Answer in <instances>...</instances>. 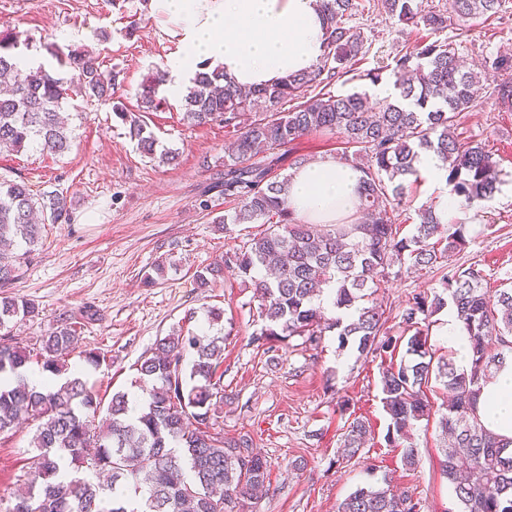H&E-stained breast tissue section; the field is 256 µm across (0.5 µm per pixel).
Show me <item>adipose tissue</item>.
<instances>
[{
	"instance_id": "adipose-tissue-1",
	"label": "adipose tissue",
	"mask_w": 512,
	"mask_h": 512,
	"mask_svg": "<svg viewBox=\"0 0 512 512\" xmlns=\"http://www.w3.org/2000/svg\"><path fill=\"white\" fill-rule=\"evenodd\" d=\"M178 40L168 87L185 92L196 72L223 69L236 85L271 86L311 70L323 53L325 27L318 0H156ZM360 173L333 160L309 163L293 175V217L332 224L358 204ZM482 424L512 439V365L478 398Z\"/></svg>"
}]
</instances>
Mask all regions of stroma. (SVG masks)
I'll list each match as a JSON object with an SVG mask.
<instances>
[{"label": "stroma", "instance_id": "obj_1", "mask_svg": "<svg viewBox=\"0 0 512 512\" xmlns=\"http://www.w3.org/2000/svg\"><path fill=\"white\" fill-rule=\"evenodd\" d=\"M377 2L357 0L348 23L366 38L355 65L359 76L333 83L331 94L370 90L364 72L421 37L451 42L474 69L498 53H512V8L467 32L452 25L434 33L396 23ZM1 22L15 25L30 44L29 56L49 70L59 68L56 52L93 49L103 71L118 72L115 95L131 110L145 76L167 68L177 50L152 0H0ZM166 101L146 121L159 150L175 152L171 163L143 156L111 106L86 97L64 107L73 136L70 153L0 151V179L25 182L39 194H62L74 215L73 223L44 225L41 247L8 290L34 302L39 316L0 331V338L31 345L52 325L82 320L79 351L68 365L86 371L90 386L107 401L116 391L141 393L137 360L157 337L178 327L187 311H196V326L205 331L206 309L223 308L224 437L249 439L270 463L269 491L249 512H337L357 487L386 478L422 501L424 512H458L439 471L447 441L436 420L420 421L412 431L414 466L405 465L401 449L387 445L378 359L360 356L355 345L340 346L333 332L315 350L297 336L257 340L258 303L234 275L207 292L196 291V269L242 249L261 227L216 223L228 205L205 188L224 163L230 136L219 122L187 124L180 96L167 94ZM457 131L462 139L482 142L501 171L502 185L491 200L461 206L451 217L466 224L469 235L453 264L476 267L493 292L512 273V109L481 98L460 116ZM163 260L172 264L166 278L146 283V274ZM435 284V274L423 272L383 283L377 298L390 335L400 332L399 310L407 297ZM86 351L104 353L109 366L87 371ZM356 417L368 420L372 434L349 458L343 436ZM29 439L22 429L0 440L2 501L13 500L19 476L32 465Z\"/></svg>", "mask_w": 512, "mask_h": 512}]
</instances>
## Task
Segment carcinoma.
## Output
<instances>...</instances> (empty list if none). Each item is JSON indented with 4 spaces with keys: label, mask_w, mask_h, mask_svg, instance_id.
Instances as JSON below:
<instances>
[{
    "label": "carcinoma",
    "mask_w": 512,
    "mask_h": 512,
    "mask_svg": "<svg viewBox=\"0 0 512 512\" xmlns=\"http://www.w3.org/2000/svg\"><path fill=\"white\" fill-rule=\"evenodd\" d=\"M325 16V50L315 67L279 84L241 91L224 80V71L198 72L183 99V119L192 126L224 123L232 135L224 171L212 188L234 204L216 224H262L245 250L227 253L197 270L193 282L214 287L229 271L251 282L264 338L299 336L315 350L327 331L343 345L388 361L382 368V403L388 416L386 441L403 447L409 466L415 448L402 446L414 425L433 409L428 392L442 386L448 404L439 428L452 444L444 450L441 475L452 486L462 512H512V441L498 438L477 415V398L507 363L512 362V288L494 294L482 287L472 267L445 274L440 289L411 294L399 311L401 334L383 331L385 310L354 308L376 294L390 270L440 269L467 243L463 224H445L433 207L417 213L411 233L398 224L407 190L421 181L416 166L423 152L446 164L450 192L472 206L494 197L500 181L497 162L479 141L462 142L454 132L457 118L485 94L512 107V55L488 59L483 70L463 68L452 44L423 41L368 73L372 82L391 72L400 100L372 105L366 94L322 92L331 81L352 71L363 53L364 36L346 20L355 0H320ZM506 0H451V11L426 13L416 0H381L396 22L439 32L456 20L473 26L496 16ZM20 36L0 29V148L19 152L38 146L51 156L71 148L60 116L76 94L112 107L128 125L138 149L157 155V139L143 115L161 104L159 90L167 71L148 75L137 91L138 112L113 100L117 74L101 70L99 56L86 47L68 51L58 62L68 77L43 65L21 66ZM298 101L284 111L283 102ZM342 134L347 149L340 160L363 156L358 210L362 221L329 229L291 217L290 179L277 174L303 136L320 131ZM72 223L66 197L35 195L24 182L0 180V288L9 287L21 266L41 245L40 222ZM333 289L335 316L314 303L324 288ZM451 305L471 347L467 368L436 355L431 344L433 317ZM39 314L35 304L0 297V327ZM183 325L156 339L138 359L136 370L145 398L139 411L125 392L102 405L82 375L69 372L68 360L79 340L77 326L63 322L41 336L38 346L0 342V437L30 428L36 451L30 470L19 476L24 495L5 512H248L269 480L268 460L248 439L224 440V335ZM407 360L392 361L399 347ZM64 377L38 388L29 373ZM104 420H99L100 414ZM371 429L356 417L347 427L343 448L357 455ZM337 512H421V503L389 486L358 487Z\"/></svg>",
    "instance_id": "obj_1"
}]
</instances>
